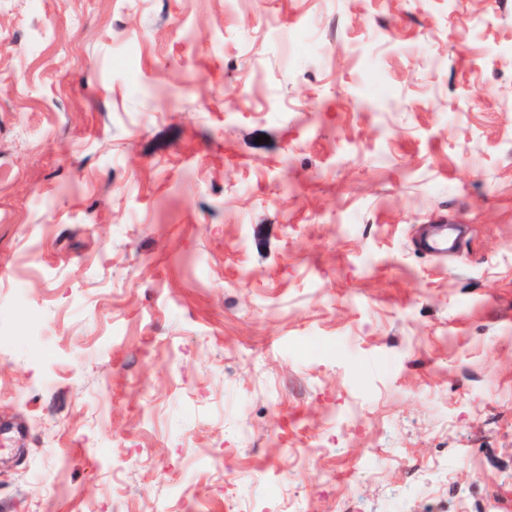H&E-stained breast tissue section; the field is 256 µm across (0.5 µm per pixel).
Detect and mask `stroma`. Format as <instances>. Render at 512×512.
Masks as SVG:
<instances>
[{"instance_id":"obj_1","label":"stroma","mask_w":512,"mask_h":512,"mask_svg":"<svg viewBox=\"0 0 512 512\" xmlns=\"http://www.w3.org/2000/svg\"><path fill=\"white\" fill-rule=\"evenodd\" d=\"M264 473L512 512V0H0V512Z\"/></svg>"}]
</instances>
